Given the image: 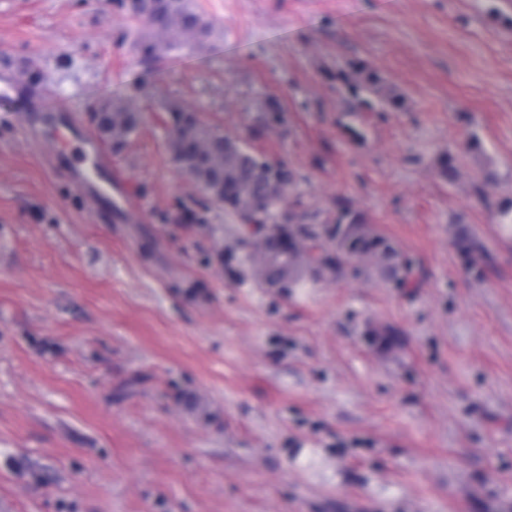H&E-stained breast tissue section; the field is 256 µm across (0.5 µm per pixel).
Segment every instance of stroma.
<instances>
[{
	"label": "stroma",
	"mask_w": 512,
	"mask_h": 512,
	"mask_svg": "<svg viewBox=\"0 0 512 512\" xmlns=\"http://www.w3.org/2000/svg\"><path fill=\"white\" fill-rule=\"evenodd\" d=\"M194 3L206 45L145 65L116 0H0V76L64 106L0 98V512H512V0ZM110 99L143 117L103 147L130 215L77 185ZM172 108L288 163L314 223L347 199L418 288L241 277L242 226L173 162ZM456 241L460 249V253L464 258L467 269L476 277H481L482 269L477 265V259L485 262L491 259L485 245L478 238L469 233H459Z\"/></svg>",
	"instance_id": "1"
}]
</instances>
